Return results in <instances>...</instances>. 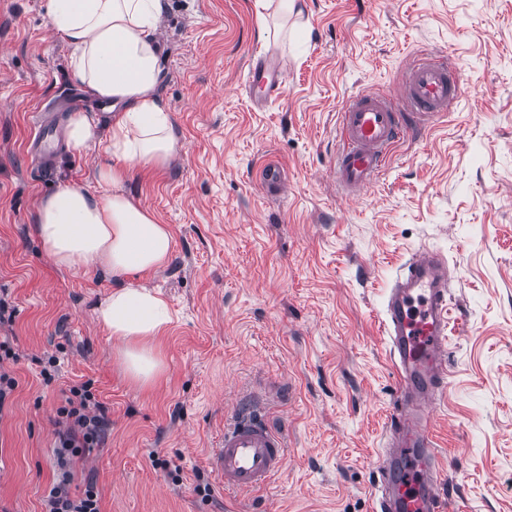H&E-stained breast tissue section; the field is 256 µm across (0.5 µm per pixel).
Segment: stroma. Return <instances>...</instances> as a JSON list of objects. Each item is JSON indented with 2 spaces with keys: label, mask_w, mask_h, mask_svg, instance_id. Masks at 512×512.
<instances>
[{
  "label": "stroma",
  "mask_w": 512,
  "mask_h": 512,
  "mask_svg": "<svg viewBox=\"0 0 512 512\" xmlns=\"http://www.w3.org/2000/svg\"><path fill=\"white\" fill-rule=\"evenodd\" d=\"M164 4L158 92L178 156L126 189L172 232L169 263L145 278L172 320L153 342L162 368L141 384L96 321L111 279L57 267L33 232L42 195L106 193L96 148L38 163L41 122L61 129L103 106L73 82L48 0H0V340L18 355L0 364L18 382L0 411V512H42L56 409L87 381L109 426L71 491L94 484L101 512H373L395 400L382 309L423 249L448 260V392L433 428L447 512H512V0ZM433 51L458 66L459 107L345 198L328 171L344 99L396 90L406 59ZM260 53L286 76L259 110L246 80ZM268 162L281 193L261 187ZM240 405L263 409L287 462L234 494L213 458Z\"/></svg>",
  "instance_id": "1"
}]
</instances>
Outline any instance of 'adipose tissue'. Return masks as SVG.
Returning a JSON list of instances; mask_svg holds the SVG:
<instances>
[{
	"label": "adipose tissue",
	"instance_id": "ef3b65f1",
	"mask_svg": "<svg viewBox=\"0 0 512 512\" xmlns=\"http://www.w3.org/2000/svg\"><path fill=\"white\" fill-rule=\"evenodd\" d=\"M162 0H48L54 31L73 49L70 70L111 113L107 129L91 112L72 113L71 150L98 146L95 177L105 196L66 185L43 196L34 233L57 267L99 269L116 288L100 301L96 319L124 347L128 375L151 382L161 362L151 345L170 321L166 301L128 276L163 267L173 250L167 225L125 190L139 168L160 169L177 154L171 115L157 94L162 72L155 32Z\"/></svg>",
	"mask_w": 512,
	"mask_h": 512
}]
</instances>
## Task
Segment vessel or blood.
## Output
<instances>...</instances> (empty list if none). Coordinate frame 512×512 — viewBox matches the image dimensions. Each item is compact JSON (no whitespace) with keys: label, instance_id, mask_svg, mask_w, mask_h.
Instances as JSON below:
<instances>
[{"label":"vessel or blood","instance_id":"obj_1","mask_svg":"<svg viewBox=\"0 0 512 512\" xmlns=\"http://www.w3.org/2000/svg\"><path fill=\"white\" fill-rule=\"evenodd\" d=\"M279 61L259 58L249 87L278 92ZM462 97L461 77L446 53L410 60L396 93L359 92L339 114L340 147L329 172L354 198L376 182L396 144L418 122L445 116ZM397 380L391 443L378 463L381 496L375 512H442L440 458L431 435L432 404L448 384V261L416 252L400 268L382 319ZM285 440L251 408H237L224 427L217 465L225 488L255 492L284 468Z\"/></svg>","mask_w":512,"mask_h":512}]
</instances>
